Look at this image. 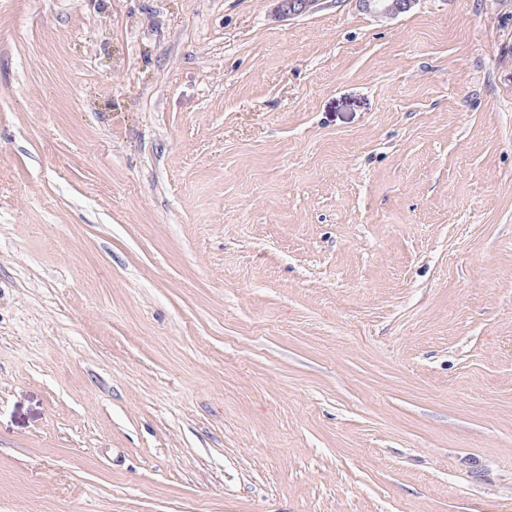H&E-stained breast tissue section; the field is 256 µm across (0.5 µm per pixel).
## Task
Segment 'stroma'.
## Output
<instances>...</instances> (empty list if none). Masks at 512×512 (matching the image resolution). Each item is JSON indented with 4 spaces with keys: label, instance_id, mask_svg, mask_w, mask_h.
I'll return each instance as SVG.
<instances>
[{
    "label": "stroma",
    "instance_id": "obj_1",
    "mask_svg": "<svg viewBox=\"0 0 512 512\" xmlns=\"http://www.w3.org/2000/svg\"><path fill=\"white\" fill-rule=\"evenodd\" d=\"M0 512H512V0H0Z\"/></svg>",
    "mask_w": 512,
    "mask_h": 512
}]
</instances>
